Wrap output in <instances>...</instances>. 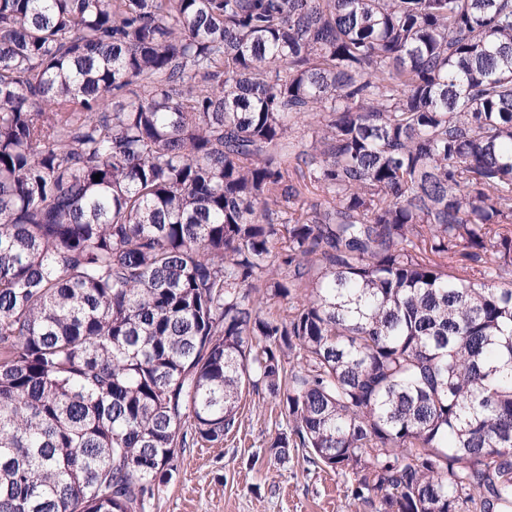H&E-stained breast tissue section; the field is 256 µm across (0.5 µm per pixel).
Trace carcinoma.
I'll return each mask as SVG.
<instances>
[{"label":"carcinoma","mask_w":512,"mask_h":512,"mask_svg":"<svg viewBox=\"0 0 512 512\" xmlns=\"http://www.w3.org/2000/svg\"><path fill=\"white\" fill-rule=\"evenodd\" d=\"M246 387L512 512V0H0V512H145Z\"/></svg>","instance_id":"1"}]
</instances>
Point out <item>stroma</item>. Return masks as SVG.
I'll return each instance as SVG.
<instances>
[{
  "mask_svg": "<svg viewBox=\"0 0 512 512\" xmlns=\"http://www.w3.org/2000/svg\"><path fill=\"white\" fill-rule=\"evenodd\" d=\"M287 418L268 394L244 395L241 425L222 443L185 448L178 472L148 512H371L353 503L351 476L269 452Z\"/></svg>",
  "mask_w": 512,
  "mask_h": 512,
  "instance_id": "35a3bbf8",
  "label": "stroma"
}]
</instances>
